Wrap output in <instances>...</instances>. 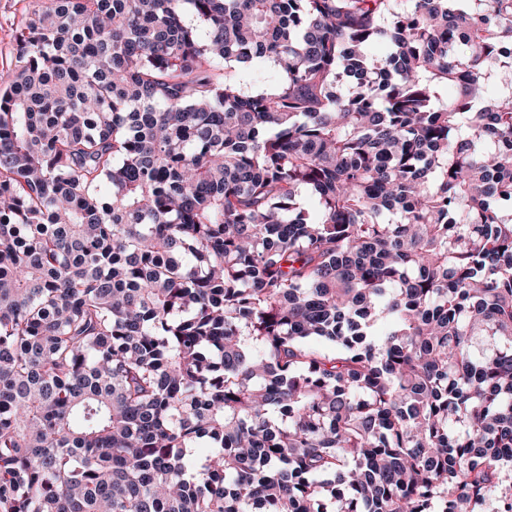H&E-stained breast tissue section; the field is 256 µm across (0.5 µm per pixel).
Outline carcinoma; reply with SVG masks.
Instances as JSON below:
<instances>
[{"mask_svg":"<svg viewBox=\"0 0 512 512\" xmlns=\"http://www.w3.org/2000/svg\"><path fill=\"white\" fill-rule=\"evenodd\" d=\"M504 73L512 0H41L0 512H512ZM276 73L273 66L266 60L258 59L254 62L251 72L244 76L248 88H264L273 83Z\"/></svg>","mask_w":512,"mask_h":512,"instance_id":"carcinoma-1","label":"carcinoma"}]
</instances>
